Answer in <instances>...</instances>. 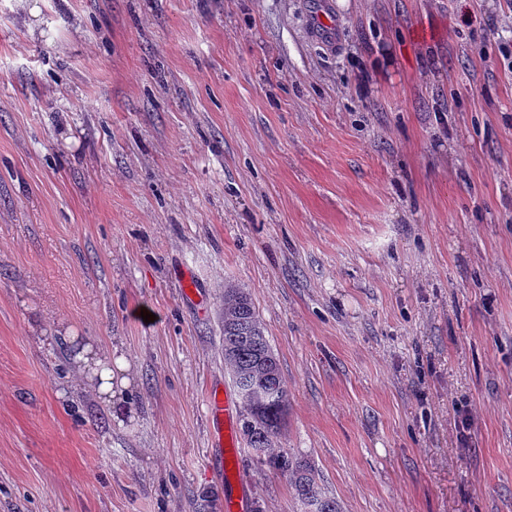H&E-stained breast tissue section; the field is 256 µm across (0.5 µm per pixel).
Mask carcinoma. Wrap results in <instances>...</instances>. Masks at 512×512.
Returning <instances> with one entry per match:
<instances>
[{
  "label": "carcinoma",
  "mask_w": 512,
  "mask_h": 512,
  "mask_svg": "<svg viewBox=\"0 0 512 512\" xmlns=\"http://www.w3.org/2000/svg\"><path fill=\"white\" fill-rule=\"evenodd\" d=\"M224 366L236 391L252 398L240 400L242 440L261 468L288 480L300 512H343L326 494L317 471L306 461L276 450L285 427L288 389L251 295L244 288H224Z\"/></svg>",
  "instance_id": "1"
}]
</instances>
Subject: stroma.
<instances>
[{
	"label": "stroma",
	"instance_id": "obj_1",
	"mask_svg": "<svg viewBox=\"0 0 512 512\" xmlns=\"http://www.w3.org/2000/svg\"><path fill=\"white\" fill-rule=\"evenodd\" d=\"M34 3L0 0V512H296L248 447L211 475L228 285L343 512H512V0H329L331 49L311 0ZM75 359L83 363L89 380L94 384L98 394L101 398L109 405L117 409V412L112 415L115 419H122L121 412L119 410L123 403V400L119 398L124 389L128 385V378L125 373L128 367L127 359L123 354H118L109 362H103L102 360L96 359L93 355V350L90 346H83L78 350L75 355ZM112 360L115 369L112 367ZM119 396L115 402V399Z\"/></svg>",
	"mask_w": 512,
	"mask_h": 512
}]
</instances>
